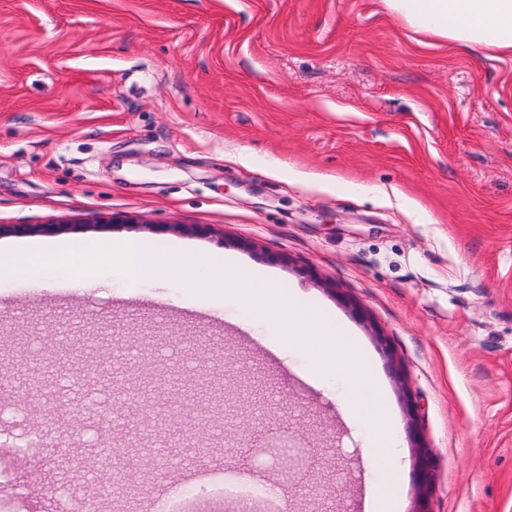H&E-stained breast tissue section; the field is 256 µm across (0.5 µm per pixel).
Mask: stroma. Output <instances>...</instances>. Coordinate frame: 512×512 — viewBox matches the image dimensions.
<instances>
[{
  "label": "stroma",
  "mask_w": 512,
  "mask_h": 512,
  "mask_svg": "<svg viewBox=\"0 0 512 512\" xmlns=\"http://www.w3.org/2000/svg\"><path fill=\"white\" fill-rule=\"evenodd\" d=\"M60 224V241L143 239L230 254L272 272L366 348L399 431L402 512H412L413 395L435 466L432 512H512V55L483 56L417 34L381 0H0V225ZM154 224H207L205 235ZM84 305L20 278L0 281V373L18 391L0 430L55 431L43 503L71 493L125 512L69 457L136 441L149 471L115 469L147 504L173 471L252 478L285 512H364L366 432L335 395L242 330L233 295L175 279L129 295L99 274ZM402 361L399 386L382 351ZM80 362L143 365L224 381L225 404L156 425L77 374L48 377L36 412L20 393L48 344ZM307 456L289 478L270 448Z\"/></svg>",
  "instance_id": "1"
}]
</instances>
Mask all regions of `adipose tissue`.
Listing matches in <instances>:
<instances>
[{
	"mask_svg": "<svg viewBox=\"0 0 512 512\" xmlns=\"http://www.w3.org/2000/svg\"><path fill=\"white\" fill-rule=\"evenodd\" d=\"M410 28L482 53H512V0H383Z\"/></svg>",
	"mask_w": 512,
	"mask_h": 512,
	"instance_id": "adipose-tissue-1",
	"label": "adipose tissue"
}]
</instances>
